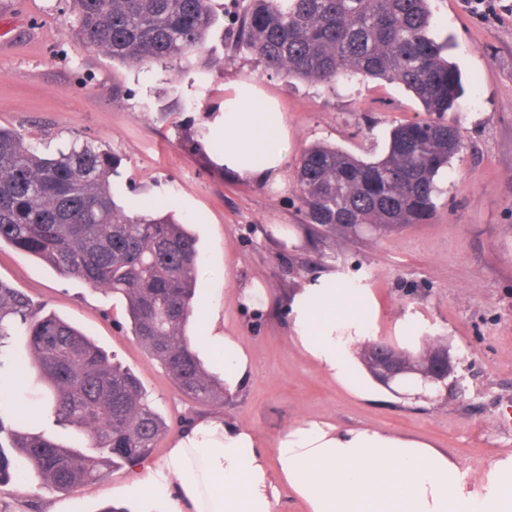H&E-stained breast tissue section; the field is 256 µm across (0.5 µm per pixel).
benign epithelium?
<instances>
[{"instance_id": "7a95c632", "label": "benign epithelium", "mask_w": 512, "mask_h": 512, "mask_svg": "<svg viewBox=\"0 0 512 512\" xmlns=\"http://www.w3.org/2000/svg\"><path fill=\"white\" fill-rule=\"evenodd\" d=\"M366 357L374 373L386 383L401 375L414 373L435 381H444L454 371L447 350L442 348L431 350L425 361L414 367L406 364L399 350L382 340L366 347Z\"/></svg>"}]
</instances>
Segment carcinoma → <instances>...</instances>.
Listing matches in <instances>:
<instances>
[{"label":"carcinoma","instance_id":"1","mask_svg":"<svg viewBox=\"0 0 512 512\" xmlns=\"http://www.w3.org/2000/svg\"><path fill=\"white\" fill-rule=\"evenodd\" d=\"M71 2L80 44L137 66L202 54L217 22L212 0ZM252 4L237 18L236 43L269 72L323 85L358 76L402 84L434 116L397 126L387 153L375 161L330 146L309 148L297 168L308 222L385 231L425 221L436 177L460 148L459 129L445 118L457 103V73L428 35V0ZM117 165L88 143L45 156L22 133L0 127V246L121 295L131 334L176 387L202 403L221 401L224 383L207 371L186 335L200 263L196 238L170 214H126L112 195ZM13 336L26 338L28 357L10 355ZM2 370L32 381L40 410L86 437L92 452L57 442L16 406L8 410L14 454L0 451V480L15 476L22 463L42 487L67 492L147 457L167 429L134 372L0 279Z\"/></svg>","mask_w":512,"mask_h":512}]
</instances>
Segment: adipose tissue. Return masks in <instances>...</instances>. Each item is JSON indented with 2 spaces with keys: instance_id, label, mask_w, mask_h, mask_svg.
Returning <instances> with one entry per match:
<instances>
[{
  "instance_id": "1",
  "label": "adipose tissue",
  "mask_w": 512,
  "mask_h": 512,
  "mask_svg": "<svg viewBox=\"0 0 512 512\" xmlns=\"http://www.w3.org/2000/svg\"><path fill=\"white\" fill-rule=\"evenodd\" d=\"M219 159L241 180L279 181L288 160V117L254 82L224 88L216 129ZM292 345L331 382L373 401L386 391L360 359L377 339L381 316L371 288L337 284L335 272L286 297ZM190 340L224 376L227 396L253 377L255 358L228 328L220 304L199 301ZM146 512H279L292 495L305 512H512V468L501 466L491 495L467 491L447 450L410 435L301 419L273 442L224 412L196 416L172 437L160 462L140 467L124 489Z\"/></svg>"
}]
</instances>
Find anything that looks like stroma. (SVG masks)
Returning <instances> with one entry per match:
<instances>
[{
    "mask_svg": "<svg viewBox=\"0 0 512 512\" xmlns=\"http://www.w3.org/2000/svg\"><path fill=\"white\" fill-rule=\"evenodd\" d=\"M246 0H213L219 18L210 53L219 66L192 58L189 70L164 64L129 67L85 49L72 37L69 0H0L11 49L0 55V126L32 139L42 151L78 141L120 161L118 203L127 214L160 206L198 238L196 294L223 297L224 276L266 281L267 314L243 325L233 304L224 311L255 357L256 371L220 410L273 440L288 424L330 417L434 441L457 460L468 490L481 494L495 462L512 457V0H429V35L447 43L463 93L448 121L462 148L437 179L434 210L423 224L380 234L329 233L306 223L296 167L317 143L365 160L384 154L395 126L427 120L403 85L338 81L328 87L287 81L266 71L246 49H235L234 18ZM250 80L276 98L288 116V162L280 188L239 181L218 164L224 142L214 132L225 85ZM209 141L206 156L190 147ZM264 224L306 229L298 252L259 239ZM336 268L346 281L372 289L381 334L406 309L420 314L428 335L448 342L456 380L444 404L426 409L399 400L359 401L325 379L290 343L283 314L288 292ZM0 279L26 292L89 333L112 361L130 368L166 420L151 462L164 456L171 433L209 405L180 393L127 328L123 297L64 277L38 259L0 247ZM132 466L105 470L95 482L64 494L12 480L0 484V512H103L138 500L122 489Z\"/></svg>",
    "mask_w": 512,
    "mask_h": 512,
    "instance_id": "1",
    "label": "stroma"
}]
</instances>
